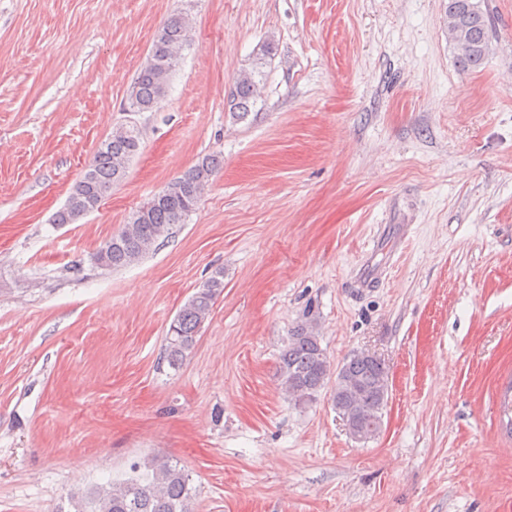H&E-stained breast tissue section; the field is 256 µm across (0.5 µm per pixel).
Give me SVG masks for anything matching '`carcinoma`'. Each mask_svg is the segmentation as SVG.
Returning <instances> with one entry per match:
<instances>
[{"label":"carcinoma","mask_w":512,"mask_h":512,"mask_svg":"<svg viewBox=\"0 0 512 512\" xmlns=\"http://www.w3.org/2000/svg\"><path fill=\"white\" fill-rule=\"evenodd\" d=\"M443 29L463 70L478 68L484 61L492 35L489 14L482 0H448ZM194 42L192 24L184 12H176L157 30L146 63L127 91V110H153L165 97L179 63L180 52ZM259 67L241 69L226 98V108L238 119L248 116L258 98ZM140 132L129 127L103 142L88 169L72 186L55 224H74L98 209L112 187L123 180L131 159L138 153ZM219 160L206 155L170 183L165 196L152 195L136 209L126 224L104 240L91 255L92 263L104 270L127 267L168 237L172 225L183 223L203 191L217 173ZM224 272L217 271L179 310L166 336V361L180 367L194 348L199 332L209 318L217 296L224 289ZM279 378L283 390L296 403L311 402L329 381H334L332 406L338 416L347 417L350 436L369 441L382 428L387 405L386 367L357 352L342 365L334 366L313 322L297 325L279 357ZM196 488L189 474L177 464L153 460L143 477L96 485L84 495L71 499L73 512H192Z\"/></svg>","instance_id":"obj_1"}]
</instances>
